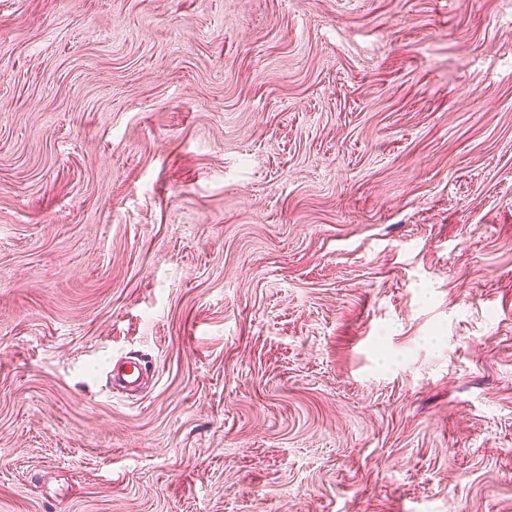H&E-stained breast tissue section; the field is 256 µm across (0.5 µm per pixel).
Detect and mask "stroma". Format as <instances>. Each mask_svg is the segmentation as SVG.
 <instances>
[{"mask_svg":"<svg viewBox=\"0 0 512 512\" xmlns=\"http://www.w3.org/2000/svg\"><path fill=\"white\" fill-rule=\"evenodd\" d=\"M0 512H512V0H0Z\"/></svg>","mask_w":512,"mask_h":512,"instance_id":"obj_1","label":"stroma"}]
</instances>
